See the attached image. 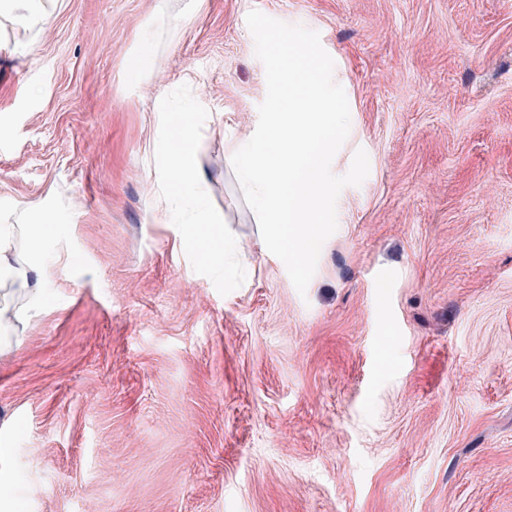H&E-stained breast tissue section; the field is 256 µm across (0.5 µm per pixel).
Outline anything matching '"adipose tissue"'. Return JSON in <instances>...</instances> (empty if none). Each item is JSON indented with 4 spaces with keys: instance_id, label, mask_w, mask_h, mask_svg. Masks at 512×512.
Wrapping results in <instances>:
<instances>
[{
    "instance_id": "ef3b65f1",
    "label": "adipose tissue",
    "mask_w": 512,
    "mask_h": 512,
    "mask_svg": "<svg viewBox=\"0 0 512 512\" xmlns=\"http://www.w3.org/2000/svg\"><path fill=\"white\" fill-rule=\"evenodd\" d=\"M55 0H0V16L11 22L16 35L12 43L0 41V48L12 47L20 51L26 45V33L45 23L52 12ZM201 143L191 122L179 124L169 143L166 156L169 163L168 182L165 190L157 198L156 208L160 214L170 212V202L181 197L184 189H192L194 198L191 205L192 216L189 220L190 236H197L200 230L212 229L216 219L205 208V183L197 164ZM13 227L0 225V277L17 283L23 291L27 304L14 307L0 305V327L23 319L28 310L42 305L46 291L32 287L30 283L31 266L14 263L10 258V240Z\"/></svg>"
}]
</instances>
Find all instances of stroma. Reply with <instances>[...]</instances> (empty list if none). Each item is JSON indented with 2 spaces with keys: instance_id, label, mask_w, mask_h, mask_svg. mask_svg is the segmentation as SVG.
Instances as JSON below:
<instances>
[{
  "instance_id": "35a3bbf8",
  "label": "stroma",
  "mask_w": 512,
  "mask_h": 512,
  "mask_svg": "<svg viewBox=\"0 0 512 512\" xmlns=\"http://www.w3.org/2000/svg\"><path fill=\"white\" fill-rule=\"evenodd\" d=\"M254 9L334 61L333 174L369 158L302 294L224 153ZM185 119L196 240L156 211ZM1 224L48 290L0 345V512H512V0H58L0 52ZM169 147L166 143L162 147L168 159L169 173L167 186L158 196L156 208L162 219L165 218L171 211L170 200L181 198L183 188L192 189L195 194L191 205L192 217L185 221L191 225L186 230L187 234L195 237L202 228L209 232L214 224L221 222L205 208V183L197 164L201 143L191 122L183 121L176 127Z\"/></svg>"
}]
</instances>
